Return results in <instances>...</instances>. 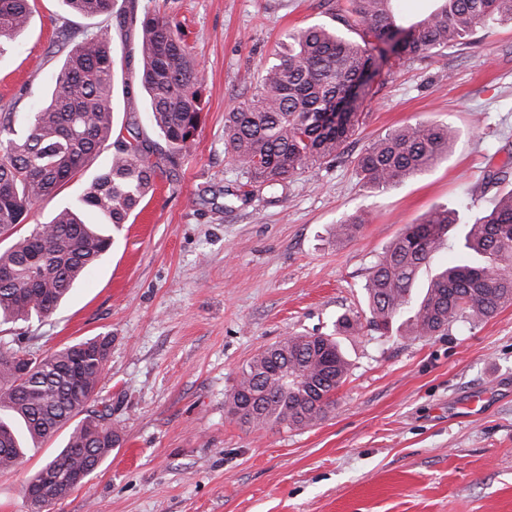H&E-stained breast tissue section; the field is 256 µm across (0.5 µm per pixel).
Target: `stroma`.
Here are the masks:
<instances>
[{"label":"stroma","instance_id":"obj_1","mask_svg":"<svg viewBox=\"0 0 512 512\" xmlns=\"http://www.w3.org/2000/svg\"><path fill=\"white\" fill-rule=\"evenodd\" d=\"M338 0H169L205 74L195 143L114 235L55 314L0 327L44 356L93 336L112 342L97 387L123 442L51 512H512V306L436 336L380 334L364 285L378 256L425 213L492 206L488 170L512 157V23L427 57L391 58L371 81L344 154L246 191L224 153V114L252 95L243 76L289 32L336 26ZM62 0H38L16 50L0 57V108L34 111L59 67L61 27L93 30ZM114 126L156 139L136 80L138 34L113 21ZM419 122L459 136L441 160L376 188L356 167L378 136ZM366 219L339 244L336 224ZM360 328L351 368L315 424L254 429L225 401L261 347L292 334ZM63 435L0 470V512H29V476Z\"/></svg>","mask_w":512,"mask_h":512}]
</instances>
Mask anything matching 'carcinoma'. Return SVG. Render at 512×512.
Returning a JSON list of instances; mask_svg holds the SVG:
<instances>
[{"mask_svg":"<svg viewBox=\"0 0 512 512\" xmlns=\"http://www.w3.org/2000/svg\"><path fill=\"white\" fill-rule=\"evenodd\" d=\"M433 8L390 44L397 25L395 0H345L339 20L356 33L313 25L288 35L259 77L256 92L224 114V152L244 178L242 186L275 187L298 170L340 155L359 129L358 93L376 65L374 52L397 58L429 56L495 22L512 21V0H433ZM84 18H112L114 0H63ZM36 0H0V56L27 31ZM123 20L137 24L138 82L150 120L165 149L112 122V31L79 36L63 28L64 54L54 86L22 127L0 121V235L25 223L33 207L54 196L87 162L112 149L83 193L48 221L0 251V325L51 316L85 272L112 247V228L127 223L141 202L190 151L202 111L203 71L160 0ZM457 130L415 123L373 140L357 157L369 183L388 187L421 174L448 155ZM487 185L512 184L507 166L490 170ZM365 218L336 225V242L356 236ZM462 225L458 260L412 301L414 283L450 228ZM512 188L482 216L461 222L455 208L436 207L409 224L379 255L364 285L369 325L388 333L399 317L415 336H435L458 321L484 320L512 304ZM110 340L95 336L41 358L0 345V470L14 467L38 443L68 428L64 446L46 465L90 476L120 445L111 409L88 410L107 359ZM350 363L339 337L294 334L262 348L240 372L226 400L228 412L249 426L305 427L322 419L347 380ZM42 470L29 479L30 512L40 500Z\"/></svg>","mask_w":512,"mask_h":512,"instance_id":"1","label":"carcinoma"}]
</instances>
